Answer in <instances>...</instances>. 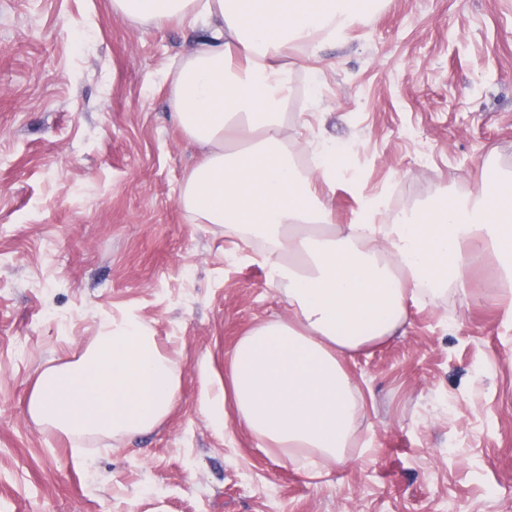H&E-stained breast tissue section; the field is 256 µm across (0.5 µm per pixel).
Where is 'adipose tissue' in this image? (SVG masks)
<instances>
[{"mask_svg": "<svg viewBox=\"0 0 512 512\" xmlns=\"http://www.w3.org/2000/svg\"><path fill=\"white\" fill-rule=\"evenodd\" d=\"M132 23L199 31L170 73L173 120L197 152L178 203L250 248L288 314L254 325L228 354L218 427L235 419L255 447L309 477L344 462L364 405L344 362L387 341L413 307L454 284L469 298L472 269L495 257L512 321V195L482 168L474 191L441 206H408L381 223L366 197L353 223L334 220L343 179L334 142L313 144L301 169L288 149V54L315 57L372 9L371 0H112ZM175 352L129 308L103 315L81 356L43 368L31 419L74 443L125 440L171 415L181 392Z\"/></svg>", "mask_w": 512, "mask_h": 512, "instance_id": "obj_1", "label": "adipose tissue"}]
</instances>
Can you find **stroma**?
I'll use <instances>...</instances> for the list:
<instances>
[{"label":"stroma","instance_id":"stroma-1","mask_svg":"<svg viewBox=\"0 0 512 512\" xmlns=\"http://www.w3.org/2000/svg\"><path fill=\"white\" fill-rule=\"evenodd\" d=\"M196 37L111 0H0V512H512V324L490 263L474 299L447 288L348 363L366 414L327 477L214 428L227 353L288 308L237 239L177 203L196 152L164 75ZM288 70L289 112L312 71L321 102L289 145L335 141L361 195L424 205L485 165L512 176V0H382ZM126 308L176 337L181 393L152 432L74 447L31 420V387Z\"/></svg>","mask_w":512,"mask_h":512}]
</instances>
